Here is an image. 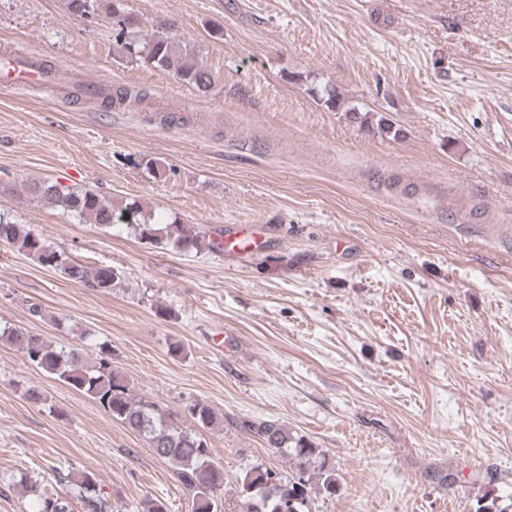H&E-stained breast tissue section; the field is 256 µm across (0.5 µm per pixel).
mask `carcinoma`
Returning a JSON list of instances; mask_svg holds the SVG:
<instances>
[{
  "instance_id": "1",
  "label": "carcinoma",
  "mask_w": 512,
  "mask_h": 512,
  "mask_svg": "<svg viewBox=\"0 0 512 512\" xmlns=\"http://www.w3.org/2000/svg\"><path fill=\"white\" fill-rule=\"evenodd\" d=\"M66 8L77 16L105 12L112 19L115 43L128 60L172 71L181 81L202 92L213 87L212 73L190 52L179 50L170 36L158 33L143 42L137 39L132 34L137 20L125 13L122 0H66ZM321 100L332 111L357 115L356 108L346 103L335 89L325 90ZM17 189L76 220L104 227L124 224L142 240L170 244L181 252L224 249L223 241L212 238L200 225L152 221V216L136 200L116 206L94 189H76L47 178L20 184L9 179L6 192ZM0 244L98 293H111L119 281L114 267L86 265L5 213H0ZM0 342L20 346L31 363L99 403L126 431L141 437L156 458L173 467L178 482L189 492L191 512H312L314 494L336 492L335 469L323 449L277 421L244 420L241 427L265 447L294 460V469L286 474L262 463L251 465L238 483L236 504L232 506L224 497V468L212 461L204 435L223 425L208 402L196 399L186 406V413L196 426L194 430L188 429L173 413L132 393L128 379L112 363L111 348L105 344L98 345L95 354L84 355L73 348L58 349L39 336L9 327L0 329ZM67 483L73 486L70 494L40 497L35 500L32 512H74L76 504L80 512H112V504L98 489L93 474L71 475ZM473 512H512V493L502 495L488 490L476 499Z\"/></svg>"
}]
</instances>
